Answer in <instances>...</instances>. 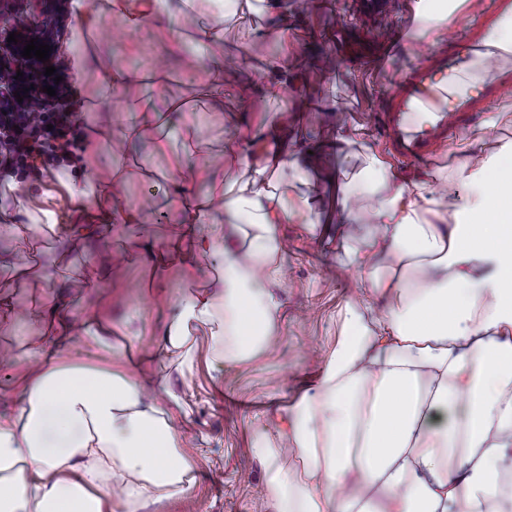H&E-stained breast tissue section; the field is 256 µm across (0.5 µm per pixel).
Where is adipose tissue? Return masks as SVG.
Segmentation results:
<instances>
[{
  "label": "adipose tissue",
  "instance_id": "ef3b65f1",
  "mask_svg": "<svg viewBox=\"0 0 512 512\" xmlns=\"http://www.w3.org/2000/svg\"><path fill=\"white\" fill-rule=\"evenodd\" d=\"M77 24L68 45L78 78L96 73L99 89L127 87L128 71L112 66L94 39L102 15L131 29L159 27L168 0H72ZM213 0H181L192 17L180 45L202 48L209 79L201 95L224 102V18ZM233 12L261 14L265 36H288V0H232ZM264 96L280 102L300 72L297 57H263ZM495 122L464 133L450 152V174L430 182L402 180L377 151L366 168L378 176L375 224L344 264L370 284L350 299L340 334L322 357L314 385L280 412L273 429L256 432L251 452L264 466L262 512H512V148L486 150ZM236 155L240 178L224 183L191 158L175 157L164 176L178 199L181 244L152 262L186 269L223 255L215 289L182 291L156 349L117 368L67 362L81 344L109 358L134 351L136 337L113 345L107 316L73 319L68 301L51 312L20 309L16 322L40 328L38 342L19 337L26 370L0 386L10 408L0 412V512H144L181 498L198 482L185 453L189 402L143 376L191 371L198 347L213 362L235 366L266 355L279 336L282 303L272 290L284 272V224L315 226L285 170L301 171L304 155L282 124L240 126L217 136ZM207 191L190 199L187 186ZM82 205L81 222L52 224L60 241L89 236L85 222L140 224L144 206L119 205L120 184L86 170L67 181ZM294 455L299 471L281 465Z\"/></svg>",
  "mask_w": 512,
  "mask_h": 512
}]
</instances>
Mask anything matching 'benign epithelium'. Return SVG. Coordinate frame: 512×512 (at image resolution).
Masks as SVG:
<instances>
[{
	"mask_svg": "<svg viewBox=\"0 0 512 512\" xmlns=\"http://www.w3.org/2000/svg\"><path fill=\"white\" fill-rule=\"evenodd\" d=\"M63 2L57 0L52 8H45L39 14L30 17V27L36 28L40 34L36 36L37 42L50 46L48 61L42 62L34 57H22L23 48L28 44L30 37L27 27L17 26L6 30V34H16L17 43H9L3 39L0 41V63L4 69L15 73L23 72L20 77L10 76L11 82L0 86V112L6 111L4 102L14 98V92H20L23 101L31 103L36 98H46L48 94L43 92L51 81L44 75L45 68L52 65L56 57L60 55L61 43L64 36V16L62 12ZM28 92H23V89Z\"/></svg>",
	"mask_w": 512,
	"mask_h": 512,
	"instance_id": "7a95c632",
	"label": "benign epithelium"
}]
</instances>
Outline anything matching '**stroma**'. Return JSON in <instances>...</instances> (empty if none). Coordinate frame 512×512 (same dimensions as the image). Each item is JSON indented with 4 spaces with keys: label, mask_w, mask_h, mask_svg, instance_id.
<instances>
[{
    "label": "stroma",
    "mask_w": 512,
    "mask_h": 512,
    "mask_svg": "<svg viewBox=\"0 0 512 512\" xmlns=\"http://www.w3.org/2000/svg\"><path fill=\"white\" fill-rule=\"evenodd\" d=\"M288 41L285 52H302V77L299 87L290 91L280 104L269 103L253 93L248 103L228 95L220 107L208 108L210 128L233 134L237 116L252 125L275 120L276 110L287 112L288 130L307 153L309 166L303 170V190L316 214L326 216L336 205V188L365 192L356 174L362 166V144L353 142L344 152L332 147L337 137L336 117L327 112V103L343 108L350 124L368 128L367 142L386 152L384 140L372 133V120L387 92L391 70L381 61L362 67L346 43L362 27L351 0H291ZM262 36L263 22L258 17L236 19L224 26V51L238 58L244 70L260 77V49L244 51L243 30ZM116 67L132 72L147 70L160 54L163 44L172 42L173 32L145 27L128 29L120 16L105 18L96 31ZM333 57L334 70H326L325 57ZM170 80L165 96L187 98L205 79V70L190 49L169 56L166 64ZM81 97H92L95 110L90 118L106 137L121 134L128 123V106L141 95L138 85L112 93H98L95 77H88ZM140 154L112 153L106 142H99L93 170L97 178L109 181L120 177L121 200L139 204L152 196L175 194L172 182L153 177L162 165L156 153L151 130L136 136ZM42 193L15 206L6 185L0 184V225L25 222V210L53 212L57 223L76 220V202L56 174L42 182ZM182 214L170 208L146 216L136 231L113 225L95 243L79 239L65 245L51 242L32 251L9 249L8 258L31 267V274L13 279L0 274V293L11 294L16 307L52 305L60 295L61 284L72 278L76 267L96 266L99 282L70 307L73 317L99 308L109 309L117 332L142 331L141 345L153 347L162 329L174 314L183 283L179 267L151 269L141 259V240L156 247L175 241ZM287 251L286 278L274 290L282 301L281 331L276 347L255 361L227 367L211 362L206 348H198L193 369L186 377L171 375L170 385L177 394L192 397V412L187 420L189 453L196 459L198 484L192 495L148 506L145 512H253L255 501L265 492L263 468L251 454L254 431L286 408L295 388L314 381L320 361L314 349L332 345L340 330L338 313L344 304L366 290V282L351 269L338 264L335 245L309 238L299 225H282ZM111 250V268H98L99 254Z\"/></svg>",
    "instance_id": "1"
}]
</instances>
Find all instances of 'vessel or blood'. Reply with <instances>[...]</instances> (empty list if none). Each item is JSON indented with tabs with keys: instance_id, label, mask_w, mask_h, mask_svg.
Instances as JSON below:
<instances>
[{
	"instance_id": "b4317fda",
	"label": "vessel or blood",
	"mask_w": 512,
	"mask_h": 512,
	"mask_svg": "<svg viewBox=\"0 0 512 512\" xmlns=\"http://www.w3.org/2000/svg\"><path fill=\"white\" fill-rule=\"evenodd\" d=\"M453 17L433 44L393 39L386 57L403 61L375 123L400 157L427 162L449 135L470 127L479 112L512 92V43L491 38L501 21L512 20V0H491L477 10L474 0H448ZM496 61L480 95L465 94L460 82L475 64Z\"/></svg>"
}]
</instances>
